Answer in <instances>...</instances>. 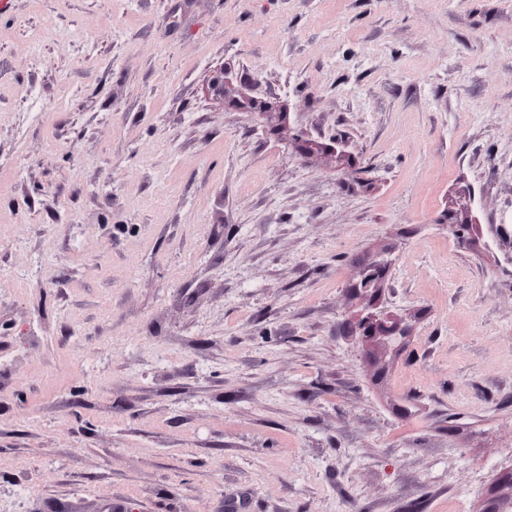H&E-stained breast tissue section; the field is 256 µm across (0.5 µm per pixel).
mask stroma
Wrapping results in <instances>:
<instances>
[{
    "instance_id": "1",
    "label": "stroma",
    "mask_w": 512,
    "mask_h": 512,
    "mask_svg": "<svg viewBox=\"0 0 512 512\" xmlns=\"http://www.w3.org/2000/svg\"><path fill=\"white\" fill-rule=\"evenodd\" d=\"M381 260L413 331L369 355ZM511 469L512 0H0V512H485ZM387 270L385 264H370L364 269L360 280L355 285V292L370 297L377 295L382 289Z\"/></svg>"
}]
</instances>
